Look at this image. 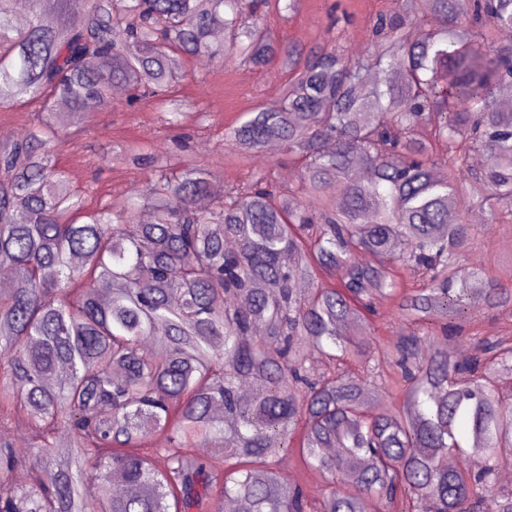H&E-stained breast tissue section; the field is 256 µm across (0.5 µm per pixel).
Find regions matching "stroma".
Listing matches in <instances>:
<instances>
[{"mask_svg":"<svg viewBox=\"0 0 512 512\" xmlns=\"http://www.w3.org/2000/svg\"><path fill=\"white\" fill-rule=\"evenodd\" d=\"M402 6L403 0H301L291 19L273 16L269 22L283 40L307 47L326 44L337 30H344L345 52L355 58L371 47L376 14L397 12ZM182 71L185 78L179 94L189 103L182 126L165 123L162 113L151 105L128 107L121 96L113 97L111 105L86 113L79 124L60 120L67 141L57 154V164L67 172L72 188L87 207L142 191L147 174L154 172L158 162L183 152L207 163L215 179L227 186L245 184L268 166L274 167L283 183H296L298 165L282 148L251 157L224 148V134L235 127L239 114L272 99L284 84L288 74L278 63L253 68L187 59ZM133 144L150 148L151 158L117 160V153ZM471 229V244L456 267L457 273L480 270L512 289V220L475 223ZM485 337L512 343L511 309L469 310L462 333H439L432 341L443 349L460 346L469 352L476 340Z\"/></svg>","mask_w":512,"mask_h":512,"instance_id":"1","label":"stroma"}]
</instances>
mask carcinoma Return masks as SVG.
Listing matches in <instances>:
<instances>
[{"label": "carcinoma", "mask_w": 512, "mask_h": 512, "mask_svg": "<svg viewBox=\"0 0 512 512\" xmlns=\"http://www.w3.org/2000/svg\"><path fill=\"white\" fill-rule=\"evenodd\" d=\"M298 2L31 0L20 27L0 0V107L35 112L0 149V267L15 279L0 286V424L21 416L33 471L13 484L19 457L0 431V512H219L226 500L307 512L287 459L329 482L312 512L400 500L406 512H512L497 483L512 402L496 386L512 344L483 338L458 359L425 332L512 306L482 272L455 275L464 211L512 218V110L499 101L512 42L495 39L512 0H473L468 16L458 0H405L355 59L333 42L279 41L267 15L287 20ZM185 58L281 60L278 96L225 141L249 155L280 144L300 161L297 184L269 167L220 188L176 157L141 193L85 208L55 162L54 110L109 105L120 85L128 105L149 101L177 125ZM474 152L493 164L470 170ZM381 295L414 329L393 345L368 323ZM350 355L366 373L344 369ZM450 456L482 464L450 468Z\"/></svg>", "instance_id": "obj_1"}]
</instances>
